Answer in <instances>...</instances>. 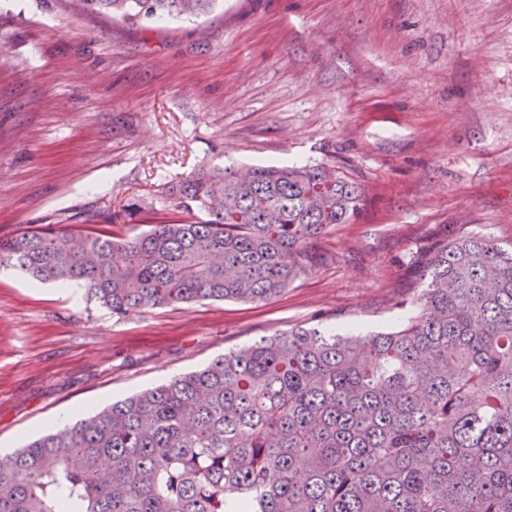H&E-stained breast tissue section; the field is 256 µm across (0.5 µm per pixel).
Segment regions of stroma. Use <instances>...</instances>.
I'll use <instances>...</instances> for the list:
<instances>
[{
  "mask_svg": "<svg viewBox=\"0 0 512 512\" xmlns=\"http://www.w3.org/2000/svg\"><path fill=\"white\" fill-rule=\"evenodd\" d=\"M337 166L364 189L320 264L258 304L123 316L0 268V452L225 352L316 321L396 323L444 227L512 242V0H219L132 24L0 0V240L149 228L199 165Z\"/></svg>",
  "mask_w": 512,
  "mask_h": 512,
  "instance_id": "obj_1",
  "label": "stroma"
}]
</instances>
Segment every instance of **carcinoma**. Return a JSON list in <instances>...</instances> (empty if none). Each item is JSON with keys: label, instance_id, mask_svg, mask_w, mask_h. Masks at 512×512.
<instances>
[{"label": "carcinoma", "instance_id": "obj_1", "mask_svg": "<svg viewBox=\"0 0 512 512\" xmlns=\"http://www.w3.org/2000/svg\"><path fill=\"white\" fill-rule=\"evenodd\" d=\"M218 0H79L130 23ZM173 217L131 238L30 229L6 264L116 316L260 303L318 265L360 210L323 165L202 166ZM392 328L298 325L0 454V512H512V243L451 231L418 251Z\"/></svg>", "mask_w": 512, "mask_h": 512}]
</instances>
